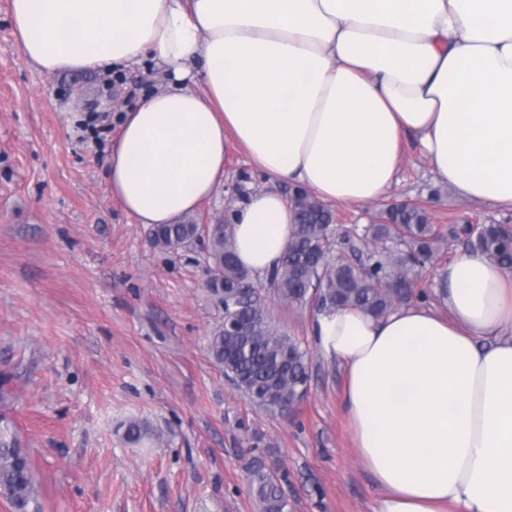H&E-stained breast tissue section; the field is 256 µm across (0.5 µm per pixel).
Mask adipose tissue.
<instances>
[{
	"label": "adipose tissue",
	"instance_id": "adipose-tissue-1",
	"mask_svg": "<svg viewBox=\"0 0 512 512\" xmlns=\"http://www.w3.org/2000/svg\"><path fill=\"white\" fill-rule=\"evenodd\" d=\"M11 20L43 72L108 75L147 55L164 71L107 160L136 223L196 212L231 139L269 179L367 203L412 136L437 180L512 209V0H11ZM231 219L239 262L276 268L294 222L283 197L254 192ZM440 275L441 308L339 309L312 331L344 369L376 512H512V272L469 251Z\"/></svg>",
	"mask_w": 512,
	"mask_h": 512
}]
</instances>
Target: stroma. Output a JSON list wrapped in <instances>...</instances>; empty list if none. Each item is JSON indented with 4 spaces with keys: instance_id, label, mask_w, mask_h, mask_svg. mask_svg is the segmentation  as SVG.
<instances>
[{
    "instance_id": "35a3bbf8",
    "label": "stroma",
    "mask_w": 512,
    "mask_h": 512,
    "mask_svg": "<svg viewBox=\"0 0 512 512\" xmlns=\"http://www.w3.org/2000/svg\"><path fill=\"white\" fill-rule=\"evenodd\" d=\"M159 73L148 59L119 70L113 107L101 74H48L18 52L10 0H0V372L43 512H261L249 478L258 466L279 473L291 512H374L344 373L317 350L313 309L266 298L273 321L308 349L310 379L288 414L259 409L210 354L224 311L205 286L207 240L155 247L149 226L109 196L110 127L88 118L120 120ZM261 188L295 191L230 145L223 186L192 220L227 218ZM407 200L437 224H512V209L437 182L410 137L380 200L332 210L338 226L364 227ZM133 419L162 443L127 442Z\"/></svg>"
}]
</instances>
